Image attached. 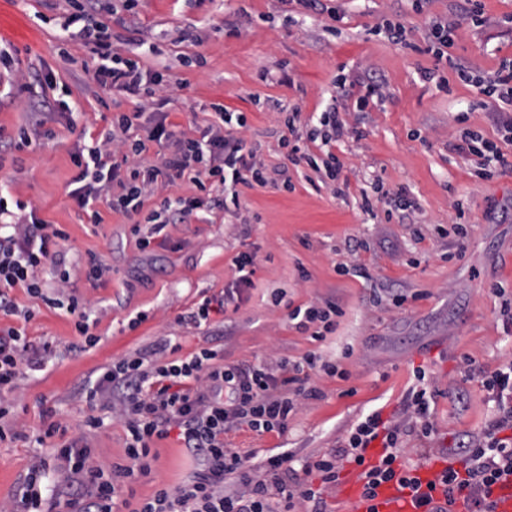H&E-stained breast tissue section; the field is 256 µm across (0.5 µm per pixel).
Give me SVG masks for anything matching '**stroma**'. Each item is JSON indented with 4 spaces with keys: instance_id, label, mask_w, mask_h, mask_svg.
Returning a JSON list of instances; mask_svg holds the SVG:
<instances>
[{
    "instance_id": "obj_1",
    "label": "stroma",
    "mask_w": 512,
    "mask_h": 512,
    "mask_svg": "<svg viewBox=\"0 0 512 512\" xmlns=\"http://www.w3.org/2000/svg\"><path fill=\"white\" fill-rule=\"evenodd\" d=\"M343 19L329 34L327 15L304 9L296 0H139L133 12L118 11L108 23L114 48L123 50L126 26L156 46L145 65L157 68L177 56H204L205 66H175L181 89L158 92L147 121L165 120L176 132L198 134L210 121L202 107L224 103L247 118L231 125L264 163L271 183L245 187L240 209H214L208 220L171 224L166 247L141 251L121 214L102 209V223L90 228L68 197L76 175L70 152L83 128L101 130L113 111H133L135 97H112L91 82L92 56L80 42L60 40L65 0H0V128L15 133L29 117L26 84L52 75L49 97L67 100L71 110L56 115L54 140L18 153L15 165L0 168V188L11 197L36 201L40 218L61 225L69 239L65 264L73 275L68 293L90 300L100 321L98 345L84 349L66 310L53 308L25 290L15 289L19 307L35 310L26 325L33 343L54 341L57 354L44 370L28 372L18 394L17 423L33 430L41 410L78 434L86 414L85 390L102 367L164 338L181 346V355L201 347L217 350L228 362L298 359L309 352L339 362L340 380L318 372L312 383L316 399L301 400L283 434L241 429L225 434L227 447L262 459L268 451H289L295 464L335 447L337 440L374 409L398 410L413 383V369L425 366L438 391L435 398L436 452L445 454L468 435L478 434L489 416L480 379L465 375L466 359L492 372L512 359V329L501 315L493 284L512 285V143L503 141L502 115L512 107L485 105L477 84L505 59L512 60V0H483L484 22L462 20L459 0H431L416 12L410 0H332ZM395 16L407 31L405 44L388 41L373 29ZM434 17L458 20L449 84L424 81L433 67L425 31ZM233 22L240 36L228 35ZM469 67L473 81L461 82L454 65ZM269 72L261 81L260 72ZM289 74L279 83L280 74ZM349 74L348 96L355 81L378 80L384 98L366 112H351V134L332 150L344 164L340 187L323 183L303 165L288 159L282 141L289 131L283 109L301 110L297 124L302 148L321 154V142L307 139L335 88L334 78ZM199 104V111L186 107ZM480 127L497 143L505 167L491 180L475 176L473 156L459 151L465 125ZM291 180L294 189L278 190ZM382 185L385 195L372 211L361 210L363 193ZM405 190L407 218L393 215L395 194ZM463 212H456V205ZM467 236L455 232L457 223ZM242 252L256 255L252 284L239 287L233 263ZM110 265L105 283L95 287L81 269L90 254ZM236 289L234 303L214 316L211 327L181 323L206 296ZM283 303L272 306V292ZM405 296L403 306L392 303ZM336 299L344 310L335 333L313 340L310 331L289 320L290 308ZM147 319L128 330L137 312ZM92 445L109 460L124 455L125 432L108 409ZM158 460L149 477L134 486L135 500L149 498L158 482L187 480L192 463L176 436L156 441ZM37 450L18 441L0 445V505H10Z\"/></svg>"
}]
</instances>
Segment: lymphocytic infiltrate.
Wrapping results in <instances>:
<instances>
[{
  "instance_id": "lymphocytic-infiltrate-1",
  "label": "lymphocytic infiltrate",
  "mask_w": 512,
  "mask_h": 512,
  "mask_svg": "<svg viewBox=\"0 0 512 512\" xmlns=\"http://www.w3.org/2000/svg\"><path fill=\"white\" fill-rule=\"evenodd\" d=\"M67 2L70 11L60 24L63 38L80 41L94 55V85L139 99L137 111L113 113L108 129L95 136L80 135L71 154L77 174L69 196L89 223L101 224L98 206L106 204L134 224L150 225V234L137 240L139 248L147 250L167 225L189 223L206 202L223 208L238 203V185L268 184L265 165L246 153L242 139L225 136V124L243 127L247 119L223 104H212L213 120L197 137L170 131L162 122L140 128L141 109L152 105L164 86H177V79H164L161 72L146 67L139 52L124 57L113 49L112 30L105 21L117 7L112 0ZM383 97L382 86L369 82L349 108L365 112ZM67 107V102L42 98L27 126L13 135L0 131V164L33 141L53 139L55 132L48 123L54 111ZM349 108L335 101L322 112L323 144L349 134L344 118ZM461 141L463 151L481 160L479 178L492 179L504 162L498 146L478 129L466 130ZM152 142L164 143L165 148L148 161L144 154ZM116 148L125 149L130 164L113 162ZM184 180L192 183L196 196L172 201L168 189ZM68 238L60 225L39 218L32 202L0 195V317L21 320L17 326L0 325V444L33 442L43 449L28 467L11 505L13 512H55L59 507L66 512H302L306 505L311 512H321L320 489L308 483V476H317L322 487L336 485L344 465H363L375 441L382 451L378 461L367 466L366 497H375L381 484L393 481L409 490L419 505L430 504V494L421 490L417 466L403 460L408 439L427 447L436 434L432 403L437 391L422 368L415 370L398 416L387 418L382 410H373L347 430L336 448L299 469L292 467L293 456L286 451L252 464L251 454L225 447L224 436L243 427L260 433L284 432L300 400L320 396L310 384L312 370L322 369L331 377L339 373L335 363L320 361L313 352L296 360L228 364L211 348L179 356L178 345L164 339L104 366L86 392L91 413L79 436H69L66 426L53 421L49 407L42 411L47 422L41 428L30 432L17 428L20 382L27 371L44 368L55 346L48 340L37 346L28 339L25 325L35 313L20 310L12 293L22 288L48 305L55 304L57 295H65L71 273L62 248ZM47 271L55 277L51 292L42 278ZM343 314L337 303L328 301L295 307L288 317L322 341L335 332ZM467 375L480 377L495 411L477 435L458 442L453 450L457 465L446 466L434 483L446 497L464 494L468 512H495L492 487L512 475V361L490 373L471 365ZM100 405L123 424V461L96 455L90 444L102 425L93 413ZM172 433L194 461L189 479L176 486L160 485L138 508H131L126 488L151 475L152 444ZM50 472L56 476V496L48 500L43 479Z\"/></svg>"
}]
</instances>
